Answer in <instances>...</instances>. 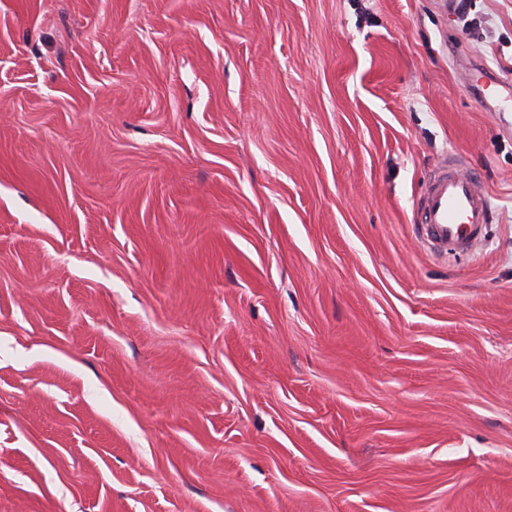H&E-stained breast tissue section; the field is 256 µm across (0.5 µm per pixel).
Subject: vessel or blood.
Returning a JSON list of instances; mask_svg holds the SVG:
<instances>
[{"label": "vessel or blood", "instance_id": "obj_1", "mask_svg": "<svg viewBox=\"0 0 512 512\" xmlns=\"http://www.w3.org/2000/svg\"><path fill=\"white\" fill-rule=\"evenodd\" d=\"M490 213V199L480 181L451 160L429 177L417 208L424 241L442 254L481 242Z\"/></svg>", "mask_w": 512, "mask_h": 512}]
</instances>
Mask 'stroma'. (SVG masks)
I'll use <instances>...</instances> for the list:
<instances>
[{"label":"stroma","instance_id":"1","mask_svg":"<svg viewBox=\"0 0 512 512\" xmlns=\"http://www.w3.org/2000/svg\"><path fill=\"white\" fill-rule=\"evenodd\" d=\"M0 0V512H512V0ZM455 154L486 242L434 256ZM445 158L429 177L417 214L424 241L444 255L448 250H471L486 235L490 199L480 181Z\"/></svg>","mask_w":512,"mask_h":512}]
</instances>
